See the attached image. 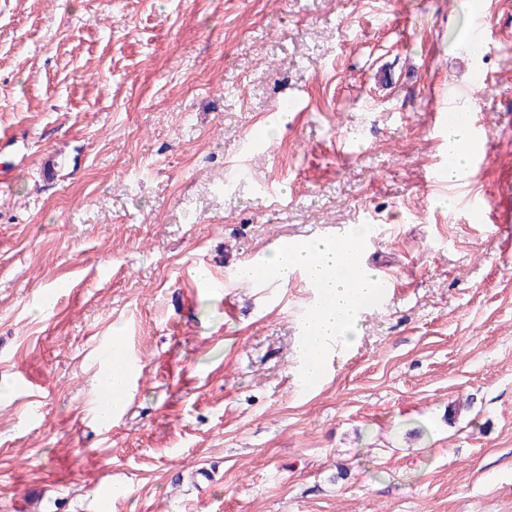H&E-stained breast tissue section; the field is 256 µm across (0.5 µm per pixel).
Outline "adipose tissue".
I'll use <instances>...</instances> for the list:
<instances>
[{
    "label": "adipose tissue",
    "instance_id": "1",
    "mask_svg": "<svg viewBox=\"0 0 512 512\" xmlns=\"http://www.w3.org/2000/svg\"><path fill=\"white\" fill-rule=\"evenodd\" d=\"M367 229L358 225L335 240H316L296 245H281L259 261H248L237 268L240 281H255L257 274L288 280L295 270H302L318 285L314 305V335L302 337L298 347L304 358L303 380L317 379L323 371L324 344L329 339L353 342L358 324V306L373 293L369 272L352 267V257Z\"/></svg>",
    "mask_w": 512,
    "mask_h": 512
}]
</instances>
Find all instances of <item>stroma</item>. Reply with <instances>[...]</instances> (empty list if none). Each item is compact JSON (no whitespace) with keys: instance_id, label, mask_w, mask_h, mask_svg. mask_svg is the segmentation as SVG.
Returning a JSON list of instances; mask_svg holds the SVG:
<instances>
[{"instance_id":"1","label":"stroma","mask_w":512,"mask_h":512,"mask_svg":"<svg viewBox=\"0 0 512 512\" xmlns=\"http://www.w3.org/2000/svg\"><path fill=\"white\" fill-rule=\"evenodd\" d=\"M2 171L0 512H512V0H0ZM354 224L391 294L307 386L315 289L233 271ZM454 117H460L463 121H465L474 131L475 134V146L473 149V156L476 160H479L481 157L480 149L481 143L483 140V136L481 131L478 129L477 125L474 121V115L470 112V115H467L466 119L462 113L459 112H451V109L448 108L447 111L441 110L436 115V125L439 129L446 128L443 133L444 144L448 145V151L451 150L454 156V164L448 170V180H453L457 176L458 170L466 167L469 161L471 147H472V137L470 130L464 126H449L448 122L452 121Z\"/></svg>"}]
</instances>
